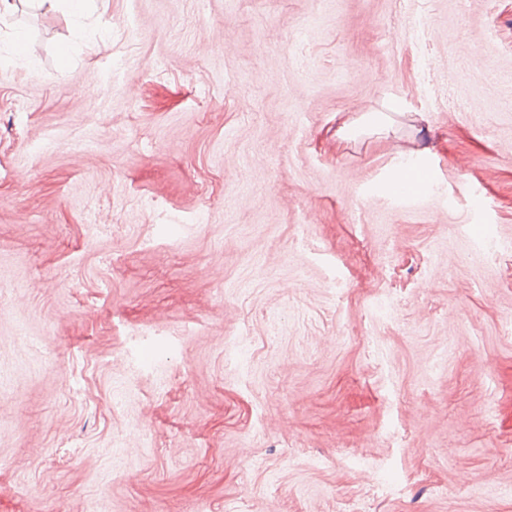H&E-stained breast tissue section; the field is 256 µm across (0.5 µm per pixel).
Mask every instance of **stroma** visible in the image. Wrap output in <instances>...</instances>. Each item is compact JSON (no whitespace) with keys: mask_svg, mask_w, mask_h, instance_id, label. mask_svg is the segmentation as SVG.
<instances>
[{"mask_svg":"<svg viewBox=\"0 0 512 512\" xmlns=\"http://www.w3.org/2000/svg\"><path fill=\"white\" fill-rule=\"evenodd\" d=\"M0 512H512V0H0ZM401 177L395 182H399ZM434 182V173L427 167L415 166L410 169L408 177L402 179L394 188V195L399 198L415 199L424 195Z\"/></svg>","mask_w":512,"mask_h":512,"instance_id":"1","label":"stroma"}]
</instances>
